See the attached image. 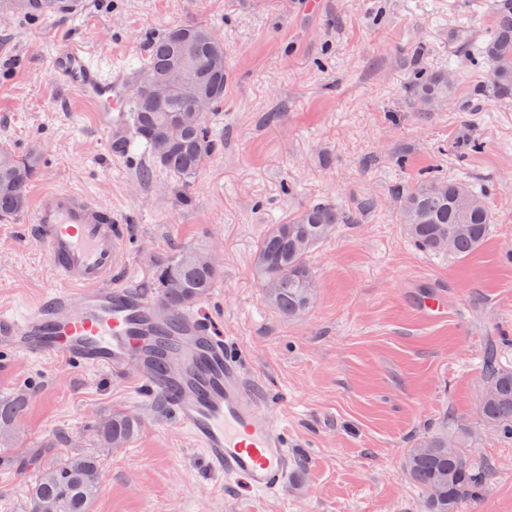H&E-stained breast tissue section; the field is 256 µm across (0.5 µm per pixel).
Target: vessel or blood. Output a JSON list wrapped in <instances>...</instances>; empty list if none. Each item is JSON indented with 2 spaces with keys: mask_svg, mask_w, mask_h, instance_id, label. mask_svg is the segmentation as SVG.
Segmentation results:
<instances>
[{
  "mask_svg": "<svg viewBox=\"0 0 512 512\" xmlns=\"http://www.w3.org/2000/svg\"><path fill=\"white\" fill-rule=\"evenodd\" d=\"M50 70L99 126L124 138L125 69L103 70L73 39L60 42ZM29 232L47 251L54 288L36 310L0 312V347L132 373L146 392L161 396L215 473L245 480L258 495L285 494L295 457L223 337L198 314L172 313L141 284L116 280L123 231L111 208L83 192L46 190L35 200Z\"/></svg>",
  "mask_w": 512,
  "mask_h": 512,
  "instance_id": "1",
  "label": "vessel or blood"
}]
</instances>
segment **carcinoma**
I'll return each instance as SVG.
<instances>
[{
  "label": "carcinoma",
  "instance_id": "1",
  "mask_svg": "<svg viewBox=\"0 0 512 512\" xmlns=\"http://www.w3.org/2000/svg\"><path fill=\"white\" fill-rule=\"evenodd\" d=\"M16 9L33 16L53 15L66 7L64 0H13ZM492 64L488 89L499 99L512 98V0H498L491 32L480 47ZM169 78L166 95L132 99L127 115L128 147L142 146L150 153L151 165L140 177L147 180L157 169L168 171L186 185L200 172L216 147L208 115L194 123L181 121L187 103L181 79L191 78L214 106L224 101V43L208 28L182 24L149 42L138 79ZM415 96L423 112H431L454 94L451 73L432 71L415 85ZM168 143L167 152L156 156L155 138ZM39 169V158L30 153L16 155L0 149V214H18L28 207V188ZM403 223L410 238L424 252L445 253L465 259L479 250L490 230L491 214L467 183L456 179L423 181L397 192ZM350 222V215L327 202L292 213L283 223L273 224L258 242L255 270L260 280L273 285L272 304L290 316L310 303L315 278L309 264L312 250L335 230ZM189 247H178L157 271L155 287L174 310L185 306L178 294L167 291L170 280L201 301L210 294L218 269L190 265L184 260ZM485 388L479 403L480 422L505 435H512V369L500 366L494 349L484 356ZM24 400L0 402V434L20 418ZM135 418L117 414L99 429L107 445H120L136 432ZM473 434L468 423H456L453 431L442 427L423 444L407 450L405 470L425 494V512H459L464 503L482 500L489 489L494 469L491 462L475 461L465 448ZM102 478L97 458L85 452L61 455L42 469L29 497V512H90Z\"/></svg>",
  "mask_w": 512,
  "mask_h": 512
}]
</instances>
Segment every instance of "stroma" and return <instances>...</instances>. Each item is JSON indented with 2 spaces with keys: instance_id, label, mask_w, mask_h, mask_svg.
<instances>
[{
  "instance_id": "1",
  "label": "stroma",
  "mask_w": 512,
  "mask_h": 512,
  "mask_svg": "<svg viewBox=\"0 0 512 512\" xmlns=\"http://www.w3.org/2000/svg\"><path fill=\"white\" fill-rule=\"evenodd\" d=\"M0 0V147L39 150L29 191H84L124 226L116 276L143 286L175 246L213 255L219 276L196 311L223 336L280 422L297 465L284 496H259L213 474L161 402L130 375L0 348V401L27 406L0 439V512H28L38 471L62 453L97 456L91 512H424L403 457L439 427L476 425L490 460L487 496L460 512H512V438L478 428L483 358L512 369V99L481 95L490 64L472 49L497 0H82L76 13L29 17ZM193 23L223 40L217 146L190 188L155 172L147 151L117 145L54 83L55 40L83 39L105 65L137 71L151 38ZM466 29L458 43L455 33ZM451 70L454 96L431 112L410 95L422 73ZM468 182L492 230L467 259L421 252L396 190L423 178ZM370 209H361L363 200ZM329 201L354 220L315 249L312 303L271 308L252 257L269 225ZM30 213L0 215V310L26 312L50 293L45 248L24 236ZM448 302L436 322L421 295ZM139 421L109 447L99 425Z\"/></svg>"
}]
</instances>
